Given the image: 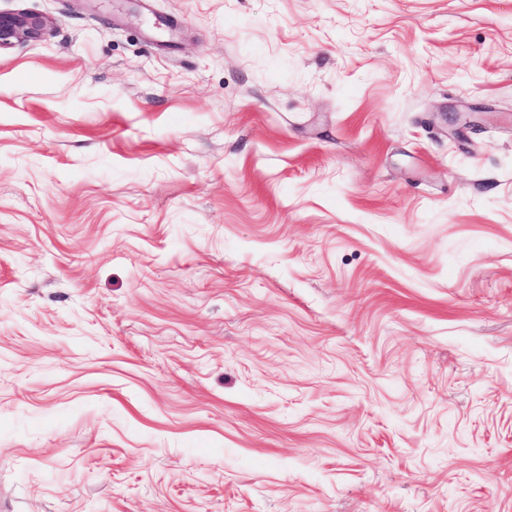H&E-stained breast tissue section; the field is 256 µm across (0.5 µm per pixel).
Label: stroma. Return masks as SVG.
I'll use <instances>...</instances> for the list:
<instances>
[{
    "label": "stroma",
    "mask_w": 512,
    "mask_h": 512,
    "mask_svg": "<svg viewBox=\"0 0 512 512\" xmlns=\"http://www.w3.org/2000/svg\"><path fill=\"white\" fill-rule=\"evenodd\" d=\"M0 11V512H512V0ZM47 27L45 18L27 12H0V49L40 38Z\"/></svg>",
    "instance_id": "35a3bbf8"
}]
</instances>
